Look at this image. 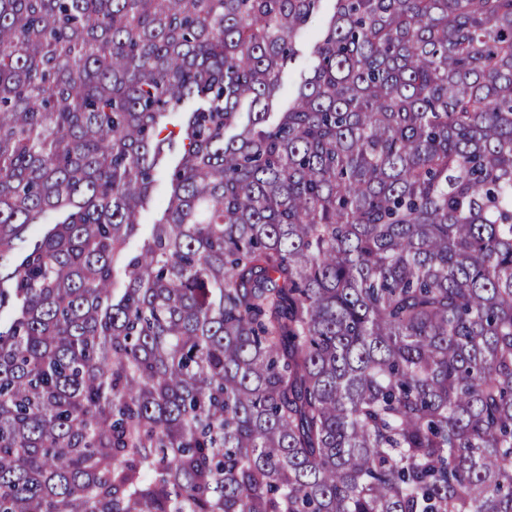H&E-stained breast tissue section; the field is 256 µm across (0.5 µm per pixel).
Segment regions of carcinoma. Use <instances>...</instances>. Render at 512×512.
<instances>
[{"label": "carcinoma", "mask_w": 512, "mask_h": 512, "mask_svg": "<svg viewBox=\"0 0 512 512\" xmlns=\"http://www.w3.org/2000/svg\"><path fill=\"white\" fill-rule=\"evenodd\" d=\"M321 2L0 0V512H512V0ZM298 52L296 59L289 63L282 71L281 80L284 92L278 103L273 107L274 112H280L288 107V99L296 91L301 79L308 75L312 65L313 40L304 37L296 46ZM169 168L170 167H162L156 175V182L153 191V200L150 203L146 212L144 213L142 219V226L140 227L138 234L135 237H133L130 242L131 249H136L139 246L143 238L147 236L149 233V225L153 224L154 221L159 219L162 215V209L160 206L170 192V184L168 177Z\"/></svg>", "instance_id": "1"}]
</instances>
